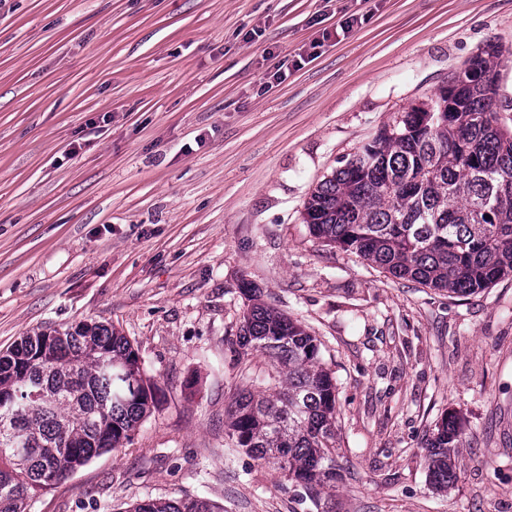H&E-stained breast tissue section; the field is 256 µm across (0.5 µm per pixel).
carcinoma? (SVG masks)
Here are the masks:
<instances>
[{"label":"carcinoma","instance_id":"1","mask_svg":"<svg viewBox=\"0 0 512 512\" xmlns=\"http://www.w3.org/2000/svg\"><path fill=\"white\" fill-rule=\"evenodd\" d=\"M499 74L472 59L435 96L380 129L305 205L310 233L397 278L468 295L512 274V132L498 125ZM236 340L281 378L239 394L229 437L313 504L336 483V382L301 323L254 302ZM0 512L93 457L123 447L149 410L138 352L94 320L40 330L0 354ZM454 420L427 441L432 484L454 478ZM129 512H220L204 498L146 499Z\"/></svg>","mask_w":512,"mask_h":512}]
</instances>
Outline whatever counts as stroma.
I'll list each match as a JSON object with an SVG mask.
<instances>
[{
    "label": "stroma",
    "instance_id": "obj_1",
    "mask_svg": "<svg viewBox=\"0 0 512 512\" xmlns=\"http://www.w3.org/2000/svg\"><path fill=\"white\" fill-rule=\"evenodd\" d=\"M353 11L372 17L343 33ZM490 45L510 130L512 0H0V351L93 319L156 395L130 443L26 512H317L224 425L267 367L231 345L245 280L336 381L335 512H512V276L458 296L303 221L318 182ZM446 417L462 445L439 490L425 441ZM204 498H158L137 503L129 512H220Z\"/></svg>",
    "mask_w": 512,
    "mask_h": 512
}]
</instances>
